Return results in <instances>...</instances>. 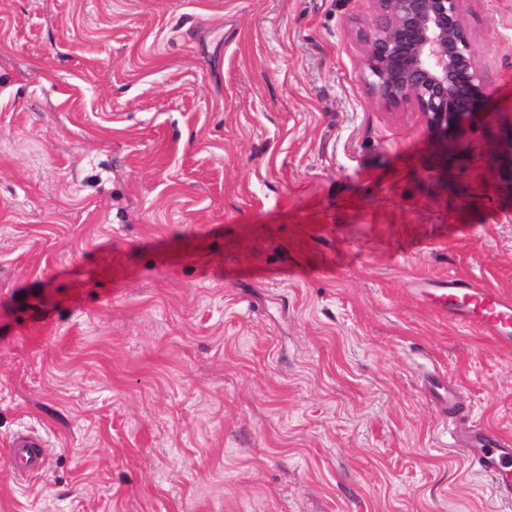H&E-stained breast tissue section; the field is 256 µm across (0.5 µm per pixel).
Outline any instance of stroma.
<instances>
[{
  "instance_id": "stroma-1",
  "label": "stroma",
  "mask_w": 512,
  "mask_h": 512,
  "mask_svg": "<svg viewBox=\"0 0 512 512\" xmlns=\"http://www.w3.org/2000/svg\"><path fill=\"white\" fill-rule=\"evenodd\" d=\"M462 8L444 139L376 0H0V512H512L424 389L512 435V350L415 293L512 295V0ZM366 35L371 91L388 105L410 103L430 132H461L490 97L476 65L463 0H376ZM41 439L28 433L17 434L10 443L12 471L19 476L41 471L45 466Z\"/></svg>"
}]
</instances>
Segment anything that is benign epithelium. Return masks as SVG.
<instances>
[{"label":"benign epithelium","mask_w":512,"mask_h":512,"mask_svg":"<svg viewBox=\"0 0 512 512\" xmlns=\"http://www.w3.org/2000/svg\"><path fill=\"white\" fill-rule=\"evenodd\" d=\"M463 0H377L366 35L370 88L388 105L410 103L430 132H461L490 97L476 65Z\"/></svg>","instance_id":"1"}]
</instances>
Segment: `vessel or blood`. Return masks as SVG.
<instances>
[{
	"instance_id": "b4317fda",
	"label": "vessel or blood",
	"mask_w": 512,
	"mask_h": 512,
	"mask_svg": "<svg viewBox=\"0 0 512 512\" xmlns=\"http://www.w3.org/2000/svg\"><path fill=\"white\" fill-rule=\"evenodd\" d=\"M419 296L439 314L461 326L491 337L503 349L512 348V297L501 292L451 279L436 288H422ZM427 389L435 403L447 408L453 425L461 429L459 446L465 459L489 476L501 499L512 500V436L469 422L458 403V388L429 378ZM9 460L16 475L41 471L45 466L39 437L17 434L10 443Z\"/></svg>"
}]
</instances>
